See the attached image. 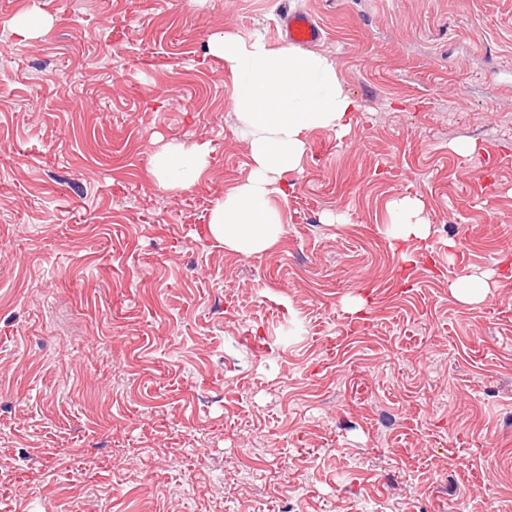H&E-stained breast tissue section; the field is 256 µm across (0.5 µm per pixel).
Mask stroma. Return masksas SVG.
I'll return each mask as SVG.
<instances>
[{"label": "stroma", "instance_id": "stroma-1", "mask_svg": "<svg viewBox=\"0 0 512 512\" xmlns=\"http://www.w3.org/2000/svg\"><path fill=\"white\" fill-rule=\"evenodd\" d=\"M293 11L360 110L244 257L197 239L250 165L206 40ZM0 512H512V0H0ZM50 24V17L33 9L20 15L14 22V31L23 40L36 37ZM209 143L192 146L165 143L151 156V170L158 188L186 190L196 184L209 165ZM390 235L395 240L426 239L431 224L426 214L425 202L418 196H405L390 205ZM488 289L489 285L485 279L477 275L465 276L451 286L454 297L466 304L483 300Z\"/></svg>", "mask_w": 512, "mask_h": 512}]
</instances>
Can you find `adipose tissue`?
<instances>
[{
  "label": "adipose tissue",
  "instance_id": "1",
  "mask_svg": "<svg viewBox=\"0 0 512 512\" xmlns=\"http://www.w3.org/2000/svg\"><path fill=\"white\" fill-rule=\"evenodd\" d=\"M207 49L224 63L233 87L230 106L243 127L251 159L245 179L225 192L212 210L207 237L249 256L267 251L282 236V212L274 200L287 198L285 176L300 170L312 133L328 129L341 137L350 134L359 106L343 91L335 63L325 54L274 49L263 39L224 32L211 34ZM209 155L205 142L158 147L151 156L157 187L189 189L206 171ZM390 213L393 239L429 236L431 224L422 198L393 201Z\"/></svg>",
  "mask_w": 512,
  "mask_h": 512
}]
</instances>
